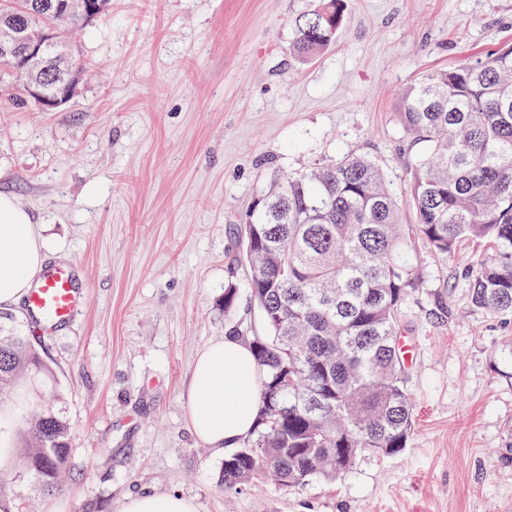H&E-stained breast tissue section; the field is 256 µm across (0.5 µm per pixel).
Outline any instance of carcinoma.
<instances>
[{
	"instance_id": "cac0c4a2",
	"label": "carcinoma",
	"mask_w": 512,
	"mask_h": 512,
	"mask_svg": "<svg viewBox=\"0 0 512 512\" xmlns=\"http://www.w3.org/2000/svg\"><path fill=\"white\" fill-rule=\"evenodd\" d=\"M342 0H315L293 19L289 54L305 65L338 39ZM22 23L34 39H58L54 62L3 63L12 104L27 87L53 93L57 77L82 69L72 38L87 23L76 0H0V29ZM399 122L416 148L410 190L400 201L374 159L353 154L276 176L236 222L234 262L249 266L250 300L264 332L230 333L252 345L264 373L257 425L224 458L220 485L266 480L302 485L349 472L371 450L401 452L414 430V404L397 341L403 306L422 287L411 252L419 241L448 258L467 241L471 310L512 319V45L453 68L426 72L399 93ZM415 223H399L402 205ZM12 318L0 316V425L31 431L0 454V512H22L14 483L50 493L71 467V426L33 393L50 369Z\"/></svg>"
}]
</instances>
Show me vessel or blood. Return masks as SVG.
I'll use <instances>...</instances> for the list:
<instances>
[{
    "label": "vessel or blood",
    "mask_w": 512,
    "mask_h": 512,
    "mask_svg": "<svg viewBox=\"0 0 512 512\" xmlns=\"http://www.w3.org/2000/svg\"><path fill=\"white\" fill-rule=\"evenodd\" d=\"M83 305V291L76 284L71 266L66 264L48 267L27 296L29 311L38 313L53 328L66 326Z\"/></svg>",
    "instance_id": "1"
}]
</instances>
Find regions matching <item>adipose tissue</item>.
I'll list each match as a JSON object with an SVG mask.
<instances>
[{
	"mask_svg": "<svg viewBox=\"0 0 512 512\" xmlns=\"http://www.w3.org/2000/svg\"><path fill=\"white\" fill-rule=\"evenodd\" d=\"M48 245L29 214L0 194V306L22 299L46 268ZM262 375L248 342L227 336L198 353L189 386V422L197 440L221 451L253 431Z\"/></svg>",
	"mask_w": 512,
	"mask_h": 512,
	"instance_id": "ef3b65f1",
	"label": "adipose tissue"
}]
</instances>
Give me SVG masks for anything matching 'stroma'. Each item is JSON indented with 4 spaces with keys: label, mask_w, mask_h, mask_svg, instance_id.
I'll return each instance as SVG.
<instances>
[{
    "label": "stroma",
    "mask_w": 512,
    "mask_h": 512,
    "mask_svg": "<svg viewBox=\"0 0 512 512\" xmlns=\"http://www.w3.org/2000/svg\"><path fill=\"white\" fill-rule=\"evenodd\" d=\"M336 43L299 66L311 0H111L80 35L86 67L51 112L0 109V193L59 245L81 312L40 351L64 392L73 459L24 512H120L176 492L195 512H512V382L493 357L512 322L468 308L469 248L418 250L406 302L415 428L405 449L300 486L227 491L224 453L187 415L197 352L241 322L261 332L230 218L275 172L367 154L399 198L414 151L397 94L424 72L512 43V0H344ZM239 290L224 311V285Z\"/></svg>",
    "instance_id": "35a3bbf8"
}]
</instances>
